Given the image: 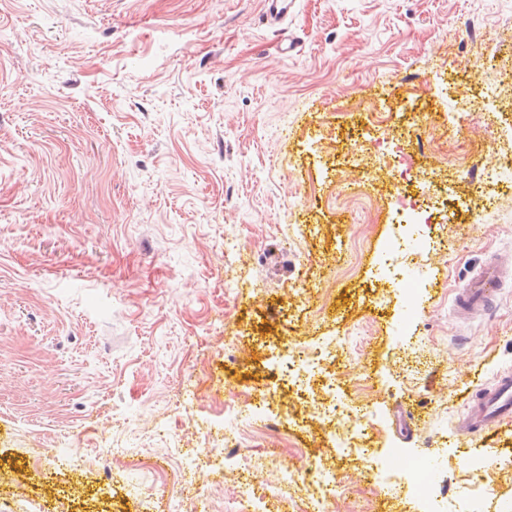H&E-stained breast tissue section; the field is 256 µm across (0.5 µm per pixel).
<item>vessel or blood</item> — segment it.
<instances>
[{"mask_svg": "<svg viewBox=\"0 0 512 512\" xmlns=\"http://www.w3.org/2000/svg\"><path fill=\"white\" fill-rule=\"evenodd\" d=\"M512 279V262L490 257L472 268L454 298L456 314L466 321L487 315L506 281ZM461 433L480 435L489 426L512 421V373L497 375L492 385L477 389L465 399Z\"/></svg>", "mask_w": 512, "mask_h": 512, "instance_id": "vessel-or-blood-1", "label": "vessel or blood"}]
</instances>
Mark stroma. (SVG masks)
I'll list each match as a JSON object with an SVG mask.
<instances>
[{"mask_svg":"<svg viewBox=\"0 0 512 512\" xmlns=\"http://www.w3.org/2000/svg\"><path fill=\"white\" fill-rule=\"evenodd\" d=\"M263 0H0V503L22 512H146L172 486L132 468L196 455L185 480L217 512L241 495L210 450L220 402L269 390L285 339L295 356L336 353V388L370 453L340 458L289 395L269 455L249 480L270 512H302L299 461L338 483L324 512H425L408 458L473 512L475 447L486 499L512 501V423L479 444L459 433L474 378L512 370V283L492 314L463 322L453 297L492 253L512 255V193L477 218L469 184L496 167L495 129L465 111L490 100L512 122V29L499 31L501 89L468 34L498 29L512 0H295L280 26ZM296 43L289 55L280 46ZM386 107L374 128L367 117ZM437 133L460 113L464 159L418 164L461 202L432 225L412 328L383 282L388 167L368 136L399 135L404 112ZM362 160L352 170L348 150ZM284 224L303 233L278 241ZM242 248L224 256L225 232ZM240 284L225 301L224 280ZM394 471L374 481L383 459Z\"/></svg>","mask_w":512,"mask_h":512,"instance_id":"obj_1","label":"stroma"}]
</instances>
